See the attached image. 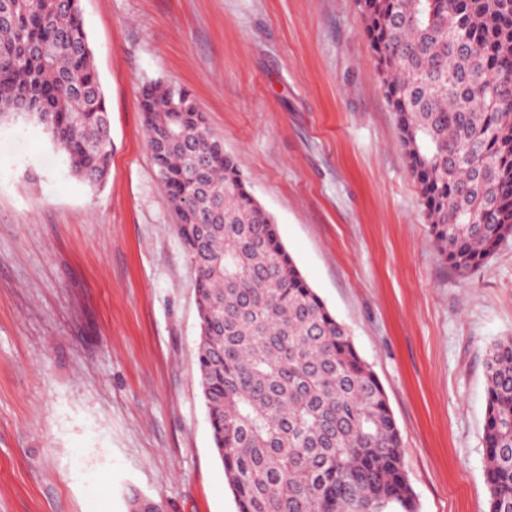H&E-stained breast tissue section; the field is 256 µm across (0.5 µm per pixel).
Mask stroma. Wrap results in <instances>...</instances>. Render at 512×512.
<instances>
[{"instance_id": "35a3bbf8", "label": "stroma", "mask_w": 512, "mask_h": 512, "mask_svg": "<svg viewBox=\"0 0 512 512\" xmlns=\"http://www.w3.org/2000/svg\"><path fill=\"white\" fill-rule=\"evenodd\" d=\"M108 106L102 185L0 128V512H236L196 356L194 270L141 88L187 89L400 430L417 512H490L485 360L512 239L460 277L429 236L354 0H79Z\"/></svg>"}]
</instances>
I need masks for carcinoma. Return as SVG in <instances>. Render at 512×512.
I'll return each instance as SVG.
<instances>
[{
	"mask_svg": "<svg viewBox=\"0 0 512 512\" xmlns=\"http://www.w3.org/2000/svg\"><path fill=\"white\" fill-rule=\"evenodd\" d=\"M0 124L42 126L101 183L108 109L77 0H9ZM419 185L458 275L512 238V0H355ZM183 111L172 112V91ZM140 108L195 268L202 395L237 512H416L385 390L310 286L189 93L145 85ZM490 512H512V337L486 362Z\"/></svg>",
	"mask_w": 512,
	"mask_h": 512,
	"instance_id": "carcinoma-1",
	"label": "carcinoma"
}]
</instances>
